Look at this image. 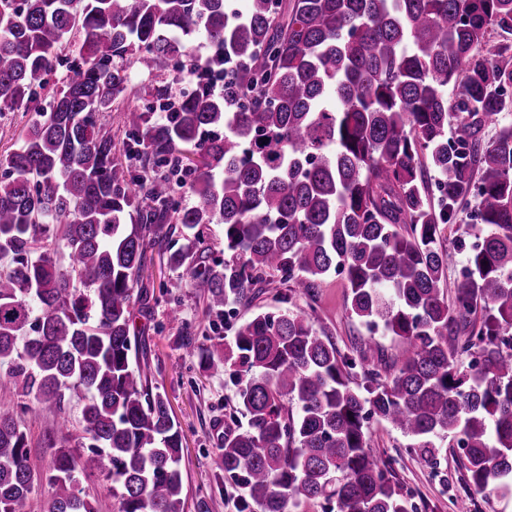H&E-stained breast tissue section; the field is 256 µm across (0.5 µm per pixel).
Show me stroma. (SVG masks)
<instances>
[{"label":"stroma","instance_id":"1","mask_svg":"<svg viewBox=\"0 0 512 512\" xmlns=\"http://www.w3.org/2000/svg\"><path fill=\"white\" fill-rule=\"evenodd\" d=\"M473 230L467 213H459L444 232L442 248L448 256V279H459L468 265L466 242ZM183 242L178 225L172 224L160 247L147 256L142 289L151 303L150 313H136L131 328L133 345L145 347L152 380L163 387L171 411L180 424L183 439V481L187 512H236L240 492L221 483L212 460L220 448L217 429L225 420L238 425L247 420L236 409V388L227 375L204 371L199 356L188 354L182 345L184 334L197 343L210 338H232L236 327L260 310L282 308L311 313L319 335L330 337L345 354L366 339L365 326L347 309V288L342 277L325 278L307 298L279 283L264 286L253 304H234L224 310L222 320H214L202 300L188 288L184 269L170 267L167 257ZM178 307L180 321L169 318L170 307ZM370 451L375 458L392 463V477L408 495L416 512H512V495L491 493L468 496L464 483V457L459 449H449L435 466L420 464L408 448L409 441L389 424L370 420L367 424Z\"/></svg>","mask_w":512,"mask_h":512}]
</instances>
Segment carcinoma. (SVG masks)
I'll use <instances>...</instances> for the list:
<instances>
[{
	"instance_id": "cac0c4a2",
	"label": "carcinoma",
	"mask_w": 512,
	"mask_h": 512,
	"mask_svg": "<svg viewBox=\"0 0 512 512\" xmlns=\"http://www.w3.org/2000/svg\"><path fill=\"white\" fill-rule=\"evenodd\" d=\"M494 28L512 32V0H0V117L35 112L0 158V512L43 484L44 512H96L79 488L96 474L118 512H185L181 427L130 336L166 224L184 240L168 262L207 311L275 279L311 298L335 274L350 313L399 342L357 388L356 358L287 308L198 348L247 417L213 459L241 512H413L370 453L374 416L426 466L455 441L470 492L512 494V49L487 46ZM220 66L224 95L174 89ZM134 72L151 82L134 89ZM467 208L476 242L450 297L442 233ZM210 224L222 265L203 257ZM49 416L44 474L28 432ZM204 236L211 245L209 261L224 262V225L210 224L203 229Z\"/></svg>"
}]
</instances>
